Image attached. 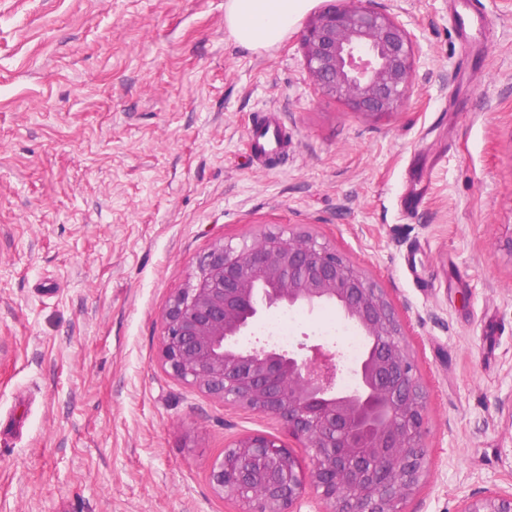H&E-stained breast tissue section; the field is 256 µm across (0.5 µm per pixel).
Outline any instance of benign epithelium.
I'll return each mask as SVG.
<instances>
[{
    "label": "benign epithelium",
    "mask_w": 512,
    "mask_h": 512,
    "mask_svg": "<svg viewBox=\"0 0 512 512\" xmlns=\"http://www.w3.org/2000/svg\"><path fill=\"white\" fill-rule=\"evenodd\" d=\"M301 45L315 84L358 114H393L411 96L416 38L371 0H327ZM326 304L369 341L353 388L337 383L339 353L320 345L240 343L266 309ZM162 355L184 383L276 419L288 437H239L211 464L213 490L239 512H294L309 491L326 512H401L418 488L427 396L402 325L383 290L317 238L277 232L215 246L165 313ZM289 440L308 450V465ZM458 512H512V492L488 490Z\"/></svg>",
    "instance_id": "7a95c632"
}]
</instances>
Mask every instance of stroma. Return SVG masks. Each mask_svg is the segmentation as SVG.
I'll list each match as a JSON object with an SVG mask.
<instances>
[{
  "instance_id": "1",
  "label": "stroma",
  "mask_w": 512,
  "mask_h": 512,
  "mask_svg": "<svg viewBox=\"0 0 512 512\" xmlns=\"http://www.w3.org/2000/svg\"><path fill=\"white\" fill-rule=\"evenodd\" d=\"M225 0H0V512H237L212 461L277 420L173 376L162 319L208 253L335 246L393 302L429 391L404 512L512 491V0H374L415 35L375 120L301 32L240 47ZM281 153L252 157L257 115Z\"/></svg>"
}]
</instances>
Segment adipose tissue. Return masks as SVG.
Listing matches in <instances>:
<instances>
[{
  "instance_id": "obj_1",
  "label": "adipose tissue",
  "mask_w": 512,
  "mask_h": 512,
  "mask_svg": "<svg viewBox=\"0 0 512 512\" xmlns=\"http://www.w3.org/2000/svg\"><path fill=\"white\" fill-rule=\"evenodd\" d=\"M312 0H225L224 21L235 41L260 51L280 43Z\"/></svg>"
}]
</instances>
